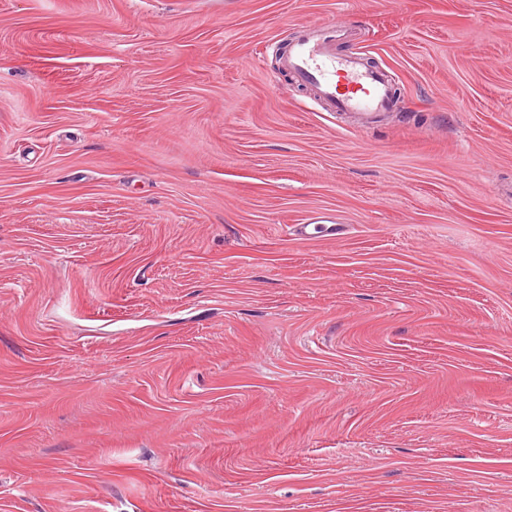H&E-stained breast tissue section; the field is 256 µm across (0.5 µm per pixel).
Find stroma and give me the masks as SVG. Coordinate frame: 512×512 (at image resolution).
<instances>
[{
    "mask_svg": "<svg viewBox=\"0 0 512 512\" xmlns=\"http://www.w3.org/2000/svg\"><path fill=\"white\" fill-rule=\"evenodd\" d=\"M0 512H512V0H0ZM282 54L284 69L311 84L335 112L356 113L367 121L392 110L394 85L387 74L360 55H340L337 44L350 32L337 23L303 25Z\"/></svg>",
    "mask_w": 512,
    "mask_h": 512,
    "instance_id": "1",
    "label": "stroma"
}]
</instances>
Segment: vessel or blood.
I'll return each instance as SVG.
<instances>
[{"label":"vessel or blood","mask_w":512,"mask_h":512,"mask_svg":"<svg viewBox=\"0 0 512 512\" xmlns=\"http://www.w3.org/2000/svg\"><path fill=\"white\" fill-rule=\"evenodd\" d=\"M348 36L335 23L302 26L284 50L282 64L297 82L313 85L335 111L371 121L392 110L394 85L364 57L337 53V44Z\"/></svg>","instance_id":"b4317fda"}]
</instances>
